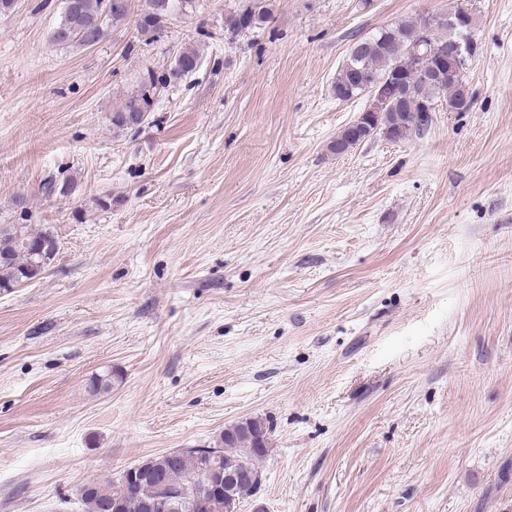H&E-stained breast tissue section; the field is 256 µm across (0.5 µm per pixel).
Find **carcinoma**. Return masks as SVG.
I'll list each match as a JSON object with an SVG mask.
<instances>
[{
  "mask_svg": "<svg viewBox=\"0 0 512 512\" xmlns=\"http://www.w3.org/2000/svg\"><path fill=\"white\" fill-rule=\"evenodd\" d=\"M141 14L147 19L137 20V31L146 42L157 39L162 33L174 8L182 11L193 9L195 0H144ZM76 11L62 12L56 28L71 33L65 41L68 46L86 48L88 41L100 43L109 26L124 21L131 7L121 4L112 6V12H105L106 0H76ZM271 15L264 0H245L240 10L226 19V29L232 34L257 28L269 21ZM423 24V20H405L381 29L377 34L356 40L352 47L358 49L355 54L347 55L333 83L336 98L350 100L360 95L365 84L379 82L385 78H395L411 90L410 96L393 109L391 120L396 123V133L403 140L413 135H421L427 129L419 116V107L415 106L416 94L436 103L446 98L448 110L466 112L472 105L464 74H446L438 83H424L422 72L416 67L411 48V37ZM470 31L453 35L431 33L427 43L419 53L434 56L451 41L462 39ZM200 56L192 48H181L174 65L167 73L150 78V83L139 84L127 95L120 108L112 112V126L118 130H135L141 127L140 114L151 106L150 95L164 89L171 83L194 73L199 67ZM75 181L72 178L60 182L50 180L44 184L48 195L68 196L72 193ZM48 230L37 225L27 224L23 240L29 243L25 248L20 241L7 232L0 231V255L7 259L0 261V290L7 291L28 278L26 270L32 260L31 251L44 246ZM268 449H254L253 439L245 434L238 435L235 441L224 440L219 435L211 448H190L175 452L176 459L164 473V482L168 485L172 502L179 509L168 512H190L189 504L200 491V485L206 470L224 472L237 467L244 459L253 469L258 468L260 460ZM122 497V512H148L144 504L158 495L156 481L143 477L121 486L112 482L102 483L97 479L86 482L81 490L80 499L84 512H108L105 505L112 503V497Z\"/></svg>",
  "mask_w": 512,
  "mask_h": 512,
  "instance_id": "obj_1",
  "label": "carcinoma"
}]
</instances>
